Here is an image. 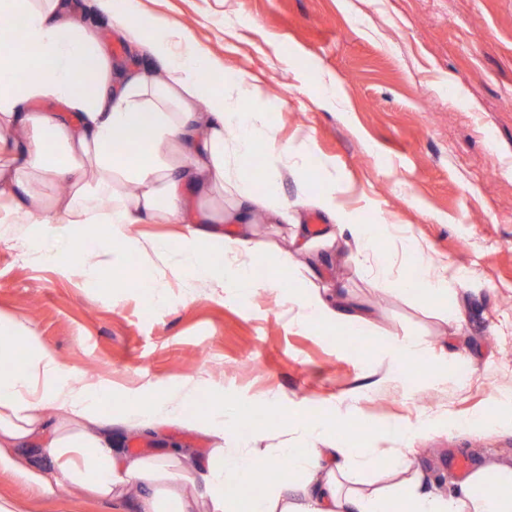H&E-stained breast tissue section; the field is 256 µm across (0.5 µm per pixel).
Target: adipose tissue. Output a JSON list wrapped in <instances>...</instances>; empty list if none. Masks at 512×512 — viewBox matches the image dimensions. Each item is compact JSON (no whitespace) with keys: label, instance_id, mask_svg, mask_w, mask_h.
I'll return each mask as SVG.
<instances>
[{"label":"adipose tissue","instance_id":"adipose-tissue-1","mask_svg":"<svg viewBox=\"0 0 512 512\" xmlns=\"http://www.w3.org/2000/svg\"><path fill=\"white\" fill-rule=\"evenodd\" d=\"M106 6L117 28L162 62V72L119 67L78 21L71 0H0V45L12 48L0 58V197L20 215L38 258L67 272L96 251L173 254L179 273L192 280L276 293L279 272L315 269L321 250L346 235L357 272L371 273L375 288L391 283L392 260L380 246L387 225L355 218L329 174L322 177L323 191L302 198L304 207L326 218L319 239L293 237L290 250L278 254L255 240V212L272 224L287 221L276 175H305L306 142H277L267 113L244 109V76L211 64L184 31L143 16L134 0H107ZM42 101L61 109L36 110ZM125 143L137 144L138 155L124 156ZM259 147L273 173L261 189L249 166ZM55 183L67 184L69 193L46 197L42 186ZM130 183L137 194L126 193ZM189 186L205 199L228 193L233 203L206 207L187 233L141 241L138 224L184 223ZM90 224L103 225V232L89 234ZM401 244L419 271L401 280V293L422 301L447 296L454 279L426 260L418 241L405 237ZM258 266L272 270L261 286L252 276ZM290 300L303 326L343 325L359 336L369 324L349 293L308 278ZM195 393L194 385L179 383L155 399L129 397L121 421L134 434L186 422L185 407ZM110 398V390L59 369L32 327L0 317V471L17 474L40 496L77 485L97 499L115 500L135 485L142 491L141 512H393L397 499L404 512H512V466H483L446 490L420 474L363 490L354 478L379 468L378 449L341 440L338 415L291 411L277 397L262 400L275 418L260 430L276 445L225 447L224 429L237 415L219 399L203 423L217 439L212 453L218 463L201 464L175 449L121 453L109 432ZM51 408L59 412L53 421ZM34 442L50 469L25 463L21 450ZM283 459L284 470L278 467ZM259 473L265 476L261 486L248 490ZM490 478L494 487L478 493L477 485Z\"/></svg>","mask_w":512,"mask_h":512}]
</instances>
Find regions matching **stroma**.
<instances>
[{
  "instance_id": "35a3bbf8",
  "label": "stroma",
  "mask_w": 512,
  "mask_h": 512,
  "mask_svg": "<svg viewBox=\"0 0 512 512\" xmlns=\"http://www.w3.org/2000/svg\"><path fill=\"white\" fill-rule=\"evenodd\" d=\"M78 14L114 62L147 70L160 61L112 25L102 0H78ZM141 11L189 32L209 59L245 73L281 141L305 137L310 162L335 173L345 201L367 224L396 226L383 240L394 273L409 262L398 239L424 245L432 263L467 268L447 301L432 304L371 287L347 248L326 249L318 283L349 292L371 313L366 335L303 327L287 294H240L171 273L175 256L95 254L71 273L26 255L0 237V315L30 325L56 362L127 394L151 396L184 380L198 388L188 405L204 415L215 391L238 409L277 395L311 412L339 409L347 422L403 421L422 430L416 453L385 452L364 489L414 472L451 485L454 459L472 468L512 465V0H139ZM151 268L166 302L146 305L135 273ZM459 308L461 327L446 325ZM422 339L419 368L385 383L375 371L386 345ZM496 408L495 428H452ZM112 437L131 453L176 445L200 461L213 441L198 425L171 424L162 440ZM0 495L25 512H139L134 494L89 500L76 486L43 500L18 476L0 473Z\"/></svg>"
}]
</instances>
